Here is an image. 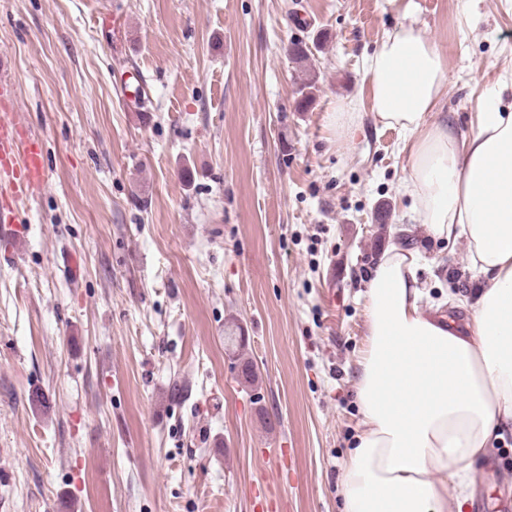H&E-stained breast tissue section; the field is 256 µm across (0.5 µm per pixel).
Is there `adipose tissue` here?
<instances>
[{
    "mask_svg": "<svg viewBox=\"0 0 512 512\" xmlns=\"http://www.w3.org/2000/svg\"><path fill=\"white\" fill-rule=\"evenodd\" d=\"M365 71L376 123L403 137L422 224L434 239H465L485 284L460 328L422 308L417 250L378 257L343 512H448L471 496L475 462L512 433V111L489 97L462 140L435 120L448 66L410 24L386 33Z\"/></svg>",
    "mask_w": 512,
    "mask_h": 512,
    "instance_id": "ef3b65f1",
    "label": "adipose tissue"
}]
</instances>
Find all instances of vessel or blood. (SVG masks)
Segmentation results:
<instances>
[{"mask_svg":"<svg viewBox=\"0 0 512 512\" xmlns=\"http://www.w3.org/2000/svg\"><path fill=\"white\" fill-rule=\"evenodd\" d=\"M47 177L42 148L26 137L11 119L0 118V178L7 180L15 194L40 188ZM26 227L10 204L0 205V235L15 241L24 237Z\"/></svg>","mask_w":512,"mask_h":512,"instance_id":"b4317fda","label":"vessel or blood"}]
</instances>
